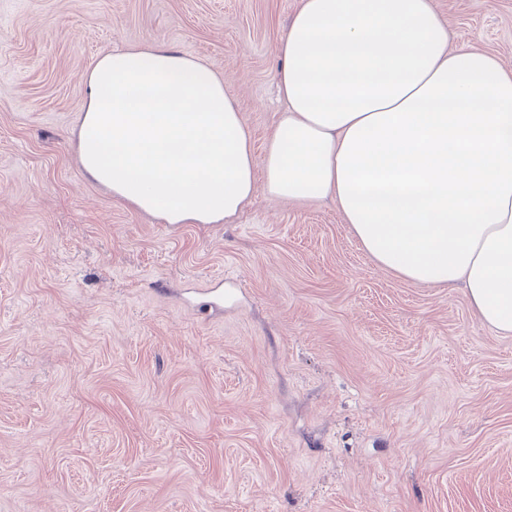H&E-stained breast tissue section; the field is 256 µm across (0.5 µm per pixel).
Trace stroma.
Here are the masks:
<instances>
[{
	"label": "stroma",
	"mask_w": 512,
	"mask_h": 512,
	"mask_svg": "<svg viewBox=\"0 0 512 512\" xmlns=\"http://www.w3.org/2000/svg\"><path fill=\"white\" fill-rule=\"evenodd\" d=\"M435 5L512 70V0ZM299 6L0 0V512H512V335L461 288L331 201L163 224L79 163L90 70L146 44L222 74L262 150Z\"/></svg>",
	"instance_id": "stroma-1"
}]
</instances>
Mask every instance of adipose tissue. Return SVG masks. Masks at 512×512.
<instances>
[{"instance_id":"ef3b65f1","label":"adipose tissue","mask_w":512,"mask_h":512,"mask_svg":"<svg viewBox=\"0 0 512 512\" xmlns=\"http://www.w3.org/2000/svg\"><path fill=\"white\" fill-rule=\"evenodd\" d=\"M285 108L255 156L224 80L164 45L101 55L84 171L166 224H231L256 191L335 201L411 284L462 285L512 334V71L448 46L434 0H302L275 47Z\"/></svg>"}]
</instances>
